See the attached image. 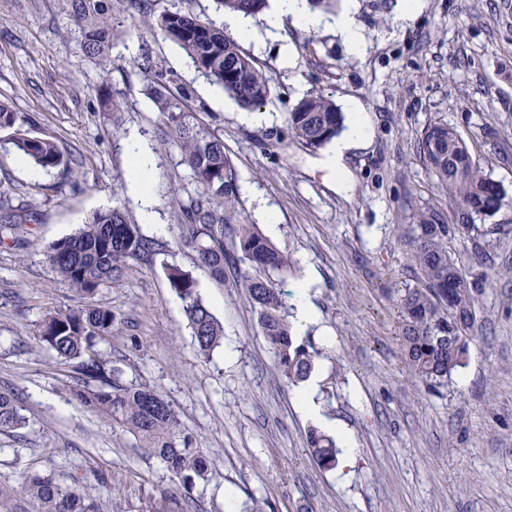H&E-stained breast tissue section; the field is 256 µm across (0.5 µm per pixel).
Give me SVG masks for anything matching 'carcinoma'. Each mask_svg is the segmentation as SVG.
Returning a JSON list of instances; mask_svg holds the SVG:
<instances>
[{
    "mask_svg": "<svg viewBox=\"0 0 512 512\" xmlns=\"http://www.w3.org/2000/svg\"><path fill=\"white\" fill-rule=\"evenodd\" d=\"M78 29L84 55L105 67L117 31L113 0H66ZM143 26L159 30L187 54L197 71L220 86L246 109H258L270 95L268 79L224 29L188 11L152 13L150 0H130ZM226 11L256 16L268 0H217ZM138 68L147 81V95L165 119L166 134L181 153L193 180L196 195L182 204L184 235L179 244L195 254L198 266L224 281L228 272L246 265L257 276L240 273L258 314L265 341L276 357L278 371L293 384L308 379L319 352L309 340L297 339L287 319L281 289L274 275L291 268L288 256L279 252L238 210L240 187L224 142L197 122L186 109L193 88L176 71L152 56L142 57ZM345 117L336 103L323 94H311L287 113L288 132L306 147L316 150L330 143L345 128ZM27 121L10 106L0 103V129L13 130L12 144L43 169H64L68 161L57 142L38 137ZM420 156L434 177L438 190L457 204V227L469 233L475 221L497 213L506 205V193L473 160L458 132L445 123L427 126L419 140ZM415 223L407 232L417 284L405 289L402 347L413 374L429 388L448 386L464 364L468 343L476 332V305L481 280L469 278L459 260L448 252L450 228L430 207L413 213ZM232 247L224 248V237ZM170 252L169 243L146 235L119 206L97 211L74 234L49 246L46 262L53 272L78 293L94 297L99 288L118 281L134 261L155 262ZM170 288L183 302L198 352L210 356L220 346L224 327L202 300L197 281L176 264L162 261ZM117 317L110 309L88 305L61 310L44 320L39 341L65 360H80L82 387L75 390L79 403L105 415L112 425L136 437L141 447L159 458L180 479L185 490L205 480L207 460L193 446L174 407L147 388L110 386L115 370L99 357L87 356L96 340L112 335ZM26 426L14 397L0 391V433ZM308 451L323 470L339 463L336 438L312 429ZM0 512H99L95 498L81 487L62 489L48 477H27L16 492L0 491Z\"/></svg>",
    "mask_w": 512,
    "mask_h": 512,
    "instance_id": "cac0c4a2",
    "label": "carcinoma"
}]
</instances>
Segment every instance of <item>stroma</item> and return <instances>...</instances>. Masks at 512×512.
Returning a JSON list of instances; mask_svg holds the SVG:
<instances>
[{
	"mask_svg": "<svg viewBox=\"0 0 512 512\" xmlns=\"http://www.w3.org/2000/svg\"><path fill=\"white\" fill-rule=\"evenodd\" d=\"M341 5L321 7L329 24L313 31L270 33L254 18V36L240 46L271 96L265 121L253 124L176 44L144 29L128 0L114 4L121 27L105 68L84 56L65 0H0V101L71 159L70 172L32 176L0 130V224L36 214L18 241L0 243V390L14 393L27 419L0 434V487L49 475L84 487L101 512H151L164 494L180 512H512V0H421L406 21L401 0H355L358 55L330 24ZM146 54L191 85L189 109L223 140L241 211L292 262L278 280L283 293L311 282L319 322L298 335L320 351L312 375L322 416L359 450L347 468L325 471L311 458L314 423L277 371L245 289L230 276L215 282L177 245L181 206L198 186L146 94L138 69ZM102 89L122 101L118 115L102 111ZM313 92L368 120L351 161L352 194L321 167L324 150L288 132V111ZM436 121L458 131L507 204L471 235L448 236L483 291L465 366L432 391L403 355L400 297L416 284L404 238L415 208L449 219L456 210L420 157V135ZM133 138L151 151L152 209L172 246L166 263L196 278L224 341L200 356L164 263L135 262L90 300L118 317L96 349L111 360L114 383L161 394L202 448L207 476L189 492L132 434L75 400L79 373L38 340L46 316L90 302L46 263L52 242L113 205L153 231L130 190ZM260 202L277 215L276 229L262 224Z\"/></svg>",
	"mask_w": 512,
	"mask_h": 512,
	"instance_id": "35a3bbf8",
	"label": "stroma"
}]
</instances>
